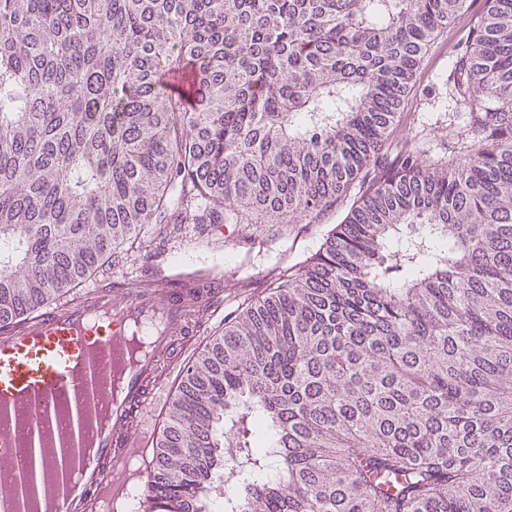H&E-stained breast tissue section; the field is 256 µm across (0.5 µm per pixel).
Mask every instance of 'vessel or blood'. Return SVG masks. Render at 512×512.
<instances>
[{
	"instance_id": "obj_1",
	"label": "vessel or blood",
	"mask_w": 512,
	"mask_h": 512,
	"mask_svg": "<svg viewBox=\"0 0 512 512\" xmlns=\"http://www.w3.org/2000/svg\"><path fill=\"white\" fill-rule=\"evenodd\" d=\"M223 308L197 269L0 326V512H152L169 405Z\"/></svg>"
}]
</instances>
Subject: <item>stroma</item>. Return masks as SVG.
Listing matches in <instances>:
<instances>
[{
  "mask_svg": "<svg viewBox=\"0 0 512 512\" xmlns=\"http://www.w3.org/2000/svg\"><path fill=\"white\" fill-rule=\"evenodd\" d=\"M484 0H467L466 10L441 34L415 77V90L402 112L407 129L431 155L448 153V128L461 125L464 109L452 96L448 76L460 56ZM347 208L337 205L318 223L227 224L215 231L209 224H184L171 234L146 237L142 249L99 269L101 284H129L160 278L181 268H201L224 282V310L233 312L267 295L280 274L299 269L330 235Z\"/></svg>",
  "mask_w": 512,
  "mask_h": 512,
  "instance_id": "1",
  "label": "stroma"
}]
</instances>
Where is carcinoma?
Returning <instances> with one entry per match:
<instances>
[{
    "label": "carcinoma",
    "instance_id": "cac0c4a2",
    "mask_svg": "<svg viewBox=\"0 0 512 512\" xmlns=\"http://www.w3.org/2000/svg\"><path fill=\"white\" fill-rule=\"evenodd\" d=\"M465 2L0 0L1 324L148 224L351 201L188 368L156 512H512V0L456 60L459 150L401 124Z\"/></svg>",
    "mask_w": 512,
    "mask_h": 512
}]
</instances>
